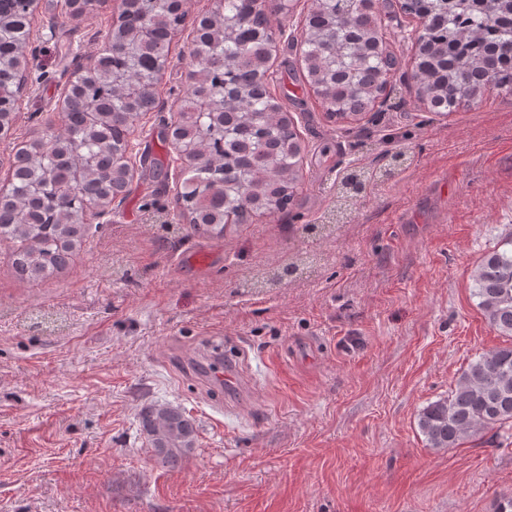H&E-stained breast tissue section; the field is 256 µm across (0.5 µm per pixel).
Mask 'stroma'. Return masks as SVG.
Wrapping results in <instances>:
<instances>
[{
    "label": "stroma",
    "mask_w": 512,
    "mask_h": 512,
    "mask_svg": "<svg viewBox=\"0 0 512 512\" xmlns=\"http://www.w3.org/2000/svg\"><path fill=\"white\" fill-rule=\"evenodd\" d=\"M212 7L185 0L157 107L131 136L132 190L66 268L19 279L0 245V512H493L512 492V429L435 449L417 416L512 344L472 280L512 240V91L431 112L400 73L375 110L334 121L279 44L268 83L304 147L294 200L203 236L177 200L164 130ZM118 13L117 0L77 18L38 0L0 186L17 148L57 127L68 80ZM143 150L167 179L141 168ZM216 336L240 354L242 390L200 370ZM150 402L196 426L177 468L141 431Z\"/></svg>",
    "instance_id": "obj_1"
}]
</instances>
